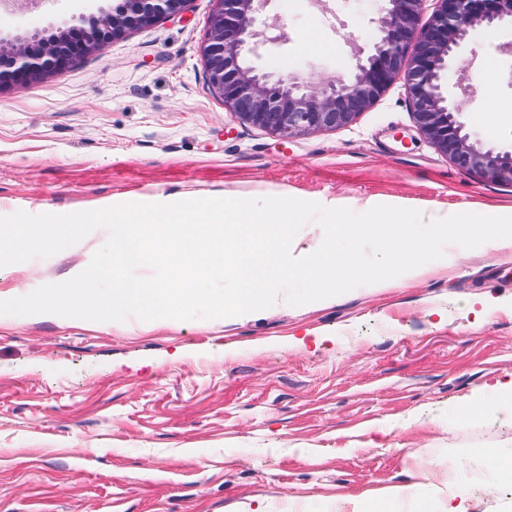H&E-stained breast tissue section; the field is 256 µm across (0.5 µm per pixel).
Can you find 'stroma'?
Instances as JSON below:
<instances>
[{
    "mask_svg": "<svg viewBox=\"0 0 512 512\" xmlns=\"http://www.w3.org/2000/svg\"><path fill=\"white\" fill-rule=\"evenodd\" d=\"M119 0H0V42L49 35ZM213 0L111 41L68 69L0 91V216L68 214L176 196L292 197L359 211L512 207V185L457 168L416 129L404 79L352 123L282 136L210 89L199 53ZM377 0H268L247 66L270 79L351 78L376 39ZM512 27L477 29L452 76L495 60L498 119L469 111L483 148L512 151ZM99 228L48 258L0 271V300L70 279L107 241ZM446 269L362 285L245 316L0 315V512H336L345 494L456 470L466 512L512 451V310L476 319L477 299H512V246L490 241ZM483 397L497 419L458 426ZM423 424L408 425L412 413ZM485 449L470 462L468 451Z\"/></svg>",
    "mask_w": 512,
    "mask_h": 512,
    "instance_id": "1",
    "label": "stroma"
}]
</instances>
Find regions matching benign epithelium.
I'll return each mask as SVG.
<instances>
[{"instance_id":"7a95c632","label":"benign epithelium","mask_w":512,"mask_h":512,"mask_svg":"<svg viewBox=\"0 0 512 512\" xmlns=\"http://www.w3.org/2000/svg\"><path fill=\"white\" fill-rule=\"evenodd\" d=\"M435 2L426 12V3ZM189 0H120L75 32L20 36L0 45V90L60 72L111 41L180 13ZM201 49L208 84L242 121L286 136L350 124L404 78L419 132L459 169L491 182L512 183V152L483 149L462 120V102L448 97L452 53L472 31L509 17L512 0H383L374 52L356 59L349 81L270 82L243 65L258 46L254 14L268 0H213Z\"/></svg>"}]
</instances>
